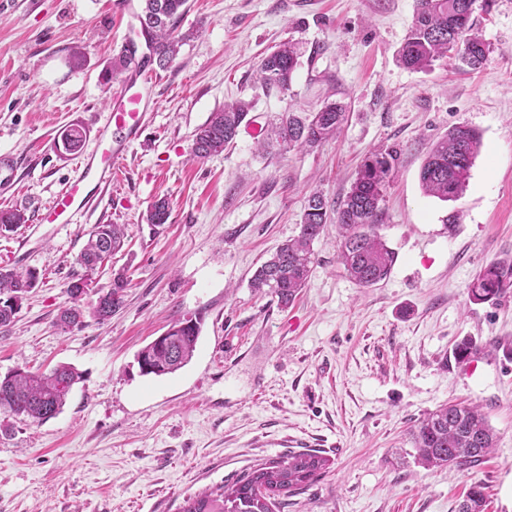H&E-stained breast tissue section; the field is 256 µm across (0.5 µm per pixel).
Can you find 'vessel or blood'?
Listing matches in <instances>:
<instances>
[{"mask_svg":"<svg viewBox=\"0 0 512 512\" xmlns=\"http://www.w3.org/2000/svg\"><path fill=\"white\" fill-rule=\"evenodd\" d=\"M150 74V66H141L109 99L107 120L98 129L93 148L80 158L75 176L38 209L36 223H71L77 214L93 208L99 191L111 185L115 163L139 137L153 103Z\"/></svg>","mask_w":512,"mask_h":512,"instance_id":"obj_1","label":"vessel or blood"}]
</instances>
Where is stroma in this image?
Segmentation results:
<instances>
[{
	"label": "stroma",
	"instance_id": "obj_1",
	"mask_svg": "<svg viewBox=\"0 0 512 512\" xmlns=\"http://www.w3.org/2000/svg\"><path fill=\"white\" fill-rule=\"evenodd\" d=\"M416 0H188L191 32L160 71L155 103L96 207L70 224L28 221L0 235V268L36 271L13 324L0 328V374L60 364L82 375L63 409L30 423L0 415V512H177L184 497L224 484L261 460L325 451L332 466L284 512H455L472 483L486 512H512V293L470 301L490 263L512 256V0L481 18L492 52L479 69L443 59L424 71L397 61ZM121 0H0V158L13 157L9 205L29 218L75 174L57 148L106 119L120 80L102 73L122 50ZM303 55L288 93L266 89L258 64L276 46ZM85 49L78 68L68 57ZM346 104L337 138L311 150L258 148L268 123L326 97ZM249 112L224 152L196 161V130L225 103ZM465 125L482 146L454 202L424 195L431 145ZM397 160L379 233L390 276L358 285L328 227L313 244L305 288L281 306L250 286L258 267L300 231L306 199L348 193L364 160ZM168 199L167 224L146 221ZM123 224V248L96 272L95 299L116 273L124 303L104 324L63 331L68 284L96 224ZM200 337L178 372L141 375L136 355L173 320ZM482 348L461 365L451 350ZM449 402L476 406L496 434L481 464L425 469L410 433Z\"/></svg>",
	"mask_w": 512,
	"mask_h": 512
}]
</instances>
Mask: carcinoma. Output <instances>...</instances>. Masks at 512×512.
<instances>
[{
    "label": "carcinoma",
    "instance_id": "1",
    "mask_svg": "<svg viewBox=\"0 0 512 512\" xmlns=\"http://www.w3.org/2000/svg\"><path fill=\"white\" fill-rule=\"evenodd\" d=\"M494 0H418L411 26L398 51L399 63L411 70L431 67L441 58H454L476 70L487 60L490 45L476 31L479 17L490 13ZM187 12V0H142L139 20L147 42L144 59L167 68L176 59L180 47L189 38L177 32L178 23ZM301 53L292 42L281 44L261 59L258 69L262 84L286 94ZM138 62L136 50L129 47L113 58L104 71L106 82L122 75ZM247 108L239 103L224 105L213 112L196 131L191 152L196 159L219 154L233 142L247 117ZM345 119L344 106L336 101L322 105L302 116L293 111L281 115L272 130L271 141L263 149L284 154L294 149L315 147L336 135ZM85 133L80 127L69 129L62 137L66 153L77 152ZM479 135L465 125L448 130L434 143L421 167L419 180L423 192L442 201L458 200L468 185L471 169L479 154ZM394 156L374 154L367 157L345 198L329 204L314 193L300 224V233L279 246L271 258L254 273L251 286L258 293H268L286 306L304 288L310 265L312 245L329 224L336 225L340 235V259L347 274L360 286L372 287L385 280L395 264V253L378 233L382 209L380 202L389 182ZM169 204L164 198L155 200L146 221L155 226L167 222ZM24 210H0V232H9L26 223ZM122 224H96L88 233L79 257L87 277L123 245ZM36 273L0 268V327L13 322L16 314L12 302L35 286ZM128 286L121 274L112 279L107 291L96 301L83 302L86 292L70 294L72 305L60 311L57 325L69 329L84 324L91 317L102 323L112 317L124 303ZM512 293V260L494 261L474 278L468 288L470 300L496 301ZM200 326L196 319L183 317L173 322L164 339L151 341L138 352V363L144 375L163 376L177 372L192 359ZM480 346L470 338H462L453 349L454 359L465 360ZM81 375L70 366H58L48 373H33L22 367L0 377V412L42 422L56 415ZM495 434L484 416L475 408L448 404L429 413L412 431L414 463L426 469H461L484 460L494 448ZM331 464V459L317 450L293 451L261 463L239 474L231 483L206 489L183 500L179 512H275L288 496L310 486ZM484 485L473 484L457 505V512H485Z\"/></svg>",
    "mask_w": 512,
    "mask_h": 512
}]
</instances>
